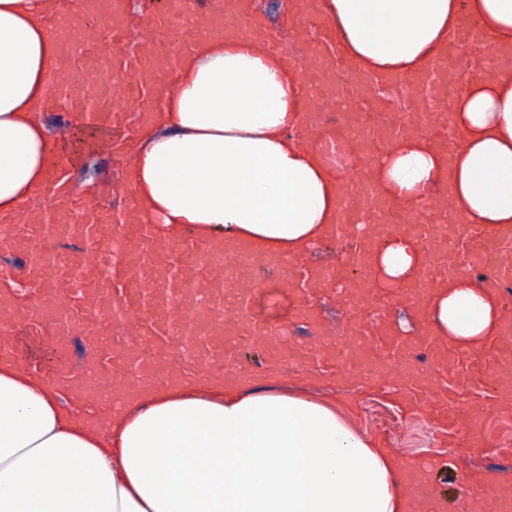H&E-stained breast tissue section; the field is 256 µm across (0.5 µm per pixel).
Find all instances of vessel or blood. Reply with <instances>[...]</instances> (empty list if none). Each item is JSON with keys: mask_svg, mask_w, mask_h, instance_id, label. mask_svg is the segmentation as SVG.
<instances>
[{"mask_svg": "<svg viewBox=\"0 0 512 512\" xmlns=\"http://www.w3.org/2000/svg\"><path fill=\"white\" fill-rule=\"evenodd\" d=\"M95 2L83 0L79 25L59 59L55 82L73 111L83 113L88 122L117 126L130 114L142 128L154 121L153 88L176 89V67L159 58L168 14L191 10L193 23L181 41L186 48L202 32L223 38L239 7L237 0H168L164 13L134 23L128 0H106L101 11ZM101 19L120 59L108 102L98 94L103 73L94 47ZM289 62L319 89L305 107L306 123L318 129L339 106L329 89L334 60L310 47ZM457 81L456 72L447 68L428 81L388 74L382 84L412 99L411 110L374 128L362 113H345L339 137L350 166L341 176V209L330 237L349 246L344 261L336 265L268 255L243 241H161L131 204L120 216L104 208L88 210L79 223L73 222L65 199L44 213L21 211L15 221L26 226V234L0 227V248L22 249L21 270L37 289L25 297L8 283L0 284V356L14 354L26 371L63 380L90 411L105 400L119 407L153 379L173 384L189 373L236 375L239 347L254 341L265 347L269 366L314 363L326 373L347 372L358 386L391 390L401 408L422 410L448 439L462 431L480 438L485 417L512 401V306L503 310L499 336L477 354L443 346L425 328L414 336L397 333L389 314L402 305L421 313L427 294L441 279L466 273L483 256L494 263L486 285L500 291L512 276V257L505 253L512 235H489L477 226L462 239L443 233L447 223L460 221L448 189L430 195L422 209L409 200L394 202L379 192L371 164L394 136L423 127L432 131V146L452 156L461 135L451 128L448 114L435 111L434 105ZM69 225L75 226L81 247L50 260L40 258L42 241L63 237ZM395 234L416 241L427 262L414 284L387 291L375 287L370 257L378 243ZM267 270L277 272L278 286L288 299V315L276 323L255 310L259 276ZM335 289L348 301L340 330L326 321L319 304L321 294ZM26 327L56 353L54 366L33 363L18 340ZM74 336L90 339L75 369L69 362ZM178 349L194 350L195 355L174 364ZM420 351L430 358L428 368L411 360ZM470 390L474 402L462 405V392ZM477 487L480 499L493 504L495 512H512L511 473L491 474L478 480Z\"/></svg>", "mask_w": 512, "mask_h": 512, "instance_id": "vessel-or-blood-1", "label": "vessel or blood"}]
</instances>
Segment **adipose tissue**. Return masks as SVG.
Returning a JSON list of instances; mask_svg holds the SVG:
<instances>
[{
	"label": "adipose tissue",
	"mask_w": 512,
	"mask_h": 512,
	"mask_svg": "<svg viewBox=\"0 0 512 512\" xmlns=\"http://www.w3.org/2000/svg\"><path fill=\"white\" fill-rule=\"evenodd\" d=\"M330 45L365 76L415 74L469 17L492 44H512V0H314ZM64 0H0V222L48 183L65 148L48 126L61 102V52L50 22ZM175 92L150 133L126 144L121 180L164 240L234 239L288 258L326 240L340 206L343 157L311 135L315 93L286 54L236 33L200 40L177 63ZM450 123L452 159L419 136L374 161L379 190L424 207L448 184L464 223L512 228V76L469 78ZM426 256L393 237L372 255L378 287L415 282ZM441 344L473 350L496 337L502 302L479 276L444 278L425 303ZM49 377L0 358V512H410L396 460L324 399L248 376L230 385L189 375L147 384L96 424Z\"/></svg>",
	"instance_id": "ef3b65f1"
}]
</instances>
